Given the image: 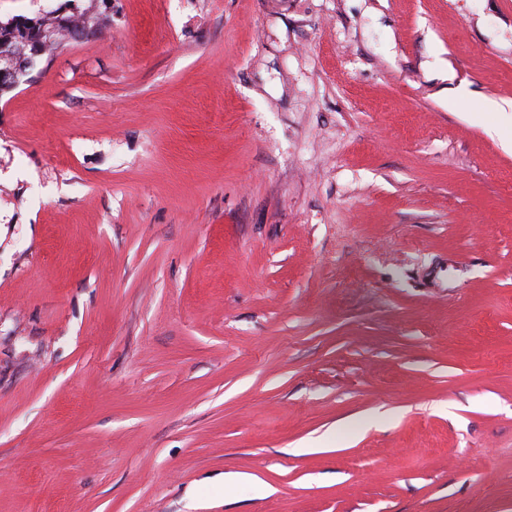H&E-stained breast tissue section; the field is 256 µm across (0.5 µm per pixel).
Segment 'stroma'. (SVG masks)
Masks as SVG:
<instances>
[{
  "instance_id": "1",
  "label": "stroma",
  "mask_w": 512,
  "mask_h": 512,
  "mask_svg": "<svg viewBox=\"0 0 512 512\" xmlns=\"http://www.w3.org/2000/svg\"><path fill=\"white\" fill-rule=\"evenodd\" d=\"M90 6L0 93V512H512V0L0 20Z\"/></svg>"
}]
</instances>
